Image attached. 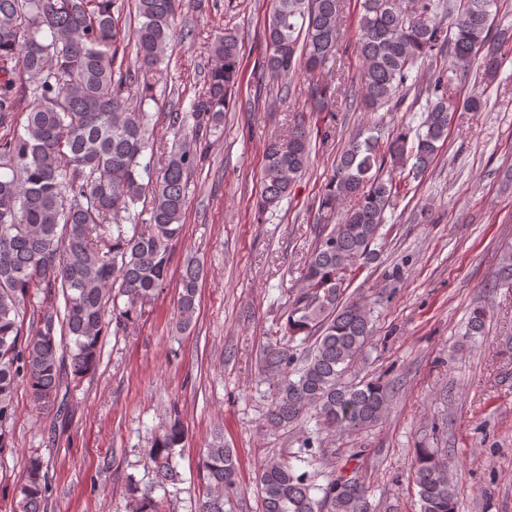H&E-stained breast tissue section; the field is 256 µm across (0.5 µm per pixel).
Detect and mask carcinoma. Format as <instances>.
<instances>
[{
    "label": "carcinoma",
    "mask_w": 512,
    "mask_h": 512,
    "mask_svg": "<svg viewBox=\"0 0 512 512\" xmlns=\"http://www.w3.org/2000/svg\"><path fill=\"white\" fill-rule=\"evenodd\" d=\"M191 0H134V73L116 75L119 30L115 0H0V451L8 447L18 383L33 403L65 412L60 393L68 378L97 368L112 290L127 297L114 314L116 328L151 301L167 279L169 246L183 229L190 178L203 160L197 144L221 124L240 86V49L231 34L211 47L214 63L192 111L175 113L171 127L189 134L169 152L161 174H151L145 153H155L150 116L174 40L176 22ZM498 0H362L355 47L363 62L352 100L366 112H395L413 72L434 68L425 88L427 109L418 126L392 134L373 127L349 140L325 184L310 255L297 287L287 289L285 333L263 350L264 379L274 386L270 422L287 430L306 415L325 431H361L388 413L392 390L378 378L348 384L344 376L373 334L371 309L346 301L347 273L376 260L374 244L384 214L398 195L396 175L414 159L425 171L448 138L453 112H480L487 102L450 96L448 72L492 82L501 68L492 25ZM344 0H272L266 67L287 78L302 64L313 75L335 63L344 43ZM337 90L311 80L306 108L336 105ZM302 120L264 148L260 205L291 195L310 157ZM149 223H139L138 204ZM337 223H329L335 213ZM203 265L188 258L179 282L177 327L195 322ZM495 286L512 288V251L503 253ZM37 322L24 330L27 311ZM486 312L473 310L469 336H481ZM184 427L173 422L155 437L150 454L155 481L131 486L129 512H163L159 489L177 478L175 449ZM321 442L307 436L294 459L273 456L259 472L262 512H371L368 490L355 476H321ZM201 466L210 491L198 512H224V491L235 485L236 458L217 433ZM421 512H459L448 465L434 448H418L412 462ZM49 487L44 463L31 458L17 485L13 512H44ZM320 496H315V493Z\"/></svg>",
    "instance_id": "1"
}]
</instances>
